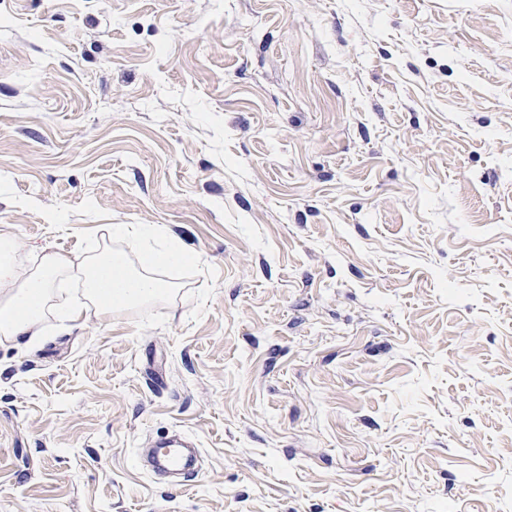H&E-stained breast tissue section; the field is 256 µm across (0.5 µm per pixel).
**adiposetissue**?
<instances>
[{"label":"adipose tissue","instance_id":"1","mask_svg":"<svg viewBox=\"0 0 512 512\" xmlns=\"http://www.w3.org/2000/svg\"><path fill=\"white\" fill-rule=\"evenodd\" d=\"M17 251L9 226L0 227V338L16 341L25 337L34 342L41 334L40 324L53 284L70 261L54 254L39 271L21 276L15 270Z\"/></svg>","mask_w":512,"mask_h":512}]
</instances>
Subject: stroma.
I'll list each match as a JSON object with an SVG mask.
<instances>
[{"mask_svg": "<svg viewBox=\"0 0 512 512\" xmlns=\"http://www.w3.org/2000/svg\"><path fill=\"white\" fill-rule=\"evenodd\" d=\"M136 222L217 276L0 343V512H512V0H6L18 273ZM161 448H168V451L162 458L153 456L151 469L154 473L174 472L181 474L182 472L190 469L193 463L191 455H185L181 448Z\"/></svg>", "mask_w": 512, "mask_h": 512, "instance_id": "stroma-1", "label": "stroma"}]
</instances>
